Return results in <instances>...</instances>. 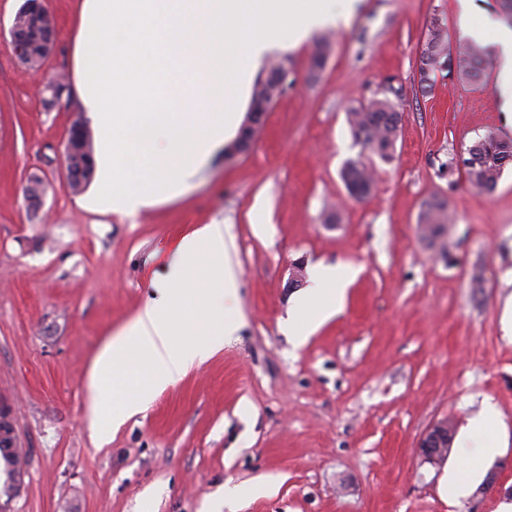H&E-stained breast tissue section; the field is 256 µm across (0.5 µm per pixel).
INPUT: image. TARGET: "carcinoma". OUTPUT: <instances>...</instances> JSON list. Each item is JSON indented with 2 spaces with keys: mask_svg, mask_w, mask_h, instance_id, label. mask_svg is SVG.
Here are the masks:
<instances>
[{
  "mask_svg": "<svg viewBox=\"0 0 512 512\" xmlns=\"http://www.w3.org/2000/svg\"><path fill=\"white\" fill-rule=\"evenodd\" d=\"M48 24L50 19L45 15H31L22 19V27L28 29L31 37L29 59L34 64L41 62L40 45L33 40L35 30ZM330 50L329 39L323 37L315 42L310 72L316 73L323 68ZM489 57V48L475 41L464 40L458 43L456 49H451L443 23L435 19L421 52L420 89L423 92L432 90L437 73L443 71L448 78H455L462 84L481 85L485 81ZM274 92L271 81L257 83L250 98V110L269 111ZM347 119L364 151L384 162L392 157L402 120L398 101L387 96L372 97L351 108ZM75 125L83 128L78 138L72 141L78 161L82 162L92 158L93 140L90 132L84 129L82 119L75 120ZM466 153L463 167L467 182L479 191L490 193L496 189L505 169L512 166V139L488 132L474 141ZM342 180L351 197L364 198L375 188L373 166L360 159H351L343 167ZM453 221V213L443 199L425 202L419 215L423 238L432 245L443 241L448 233V225Z\"/></svg>",
  "mask_w": 512,
  "mask_h": 512,
  "instance_id": "cac0c4a2",
  "label": "carcinoma"
}]
</instances>
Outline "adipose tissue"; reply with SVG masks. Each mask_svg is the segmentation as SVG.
<instances>
[{"label": "adipose tissue", "instance_id": "1", "mask_svg": "<svg viewBox=\"0 0 512 512\" xmlns=\"http://www.w3.org/2000/svg\"><path fill=\"white\" fill-rule=\"evenodd\" d=\"M459 8L465 25L501 45V84L512 105V30L473 13L468 0H459ZM337 20L332 0H77L68 32L72 89L95 130L94 183L79 206L132 218L186 188L234 134L266 53L296 47ZM229 236V225L212 223L182 237L158 298L102 344L86 383L100 436L143 411L239 330L240 316L224 307L238 288ZM354 276L349 267H318L319 287L288 319L295 343L335 312ZM507 444L501 412L484 399L439 479L449 506L469 499Z\"/></svg>", "mask_w": 512, "mask_h": 512}]
</instances>
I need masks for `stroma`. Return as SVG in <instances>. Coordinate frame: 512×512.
<instances>
[{
    "label": "stroma",
    "instance_id": "1",
    "mask_svg": "<svg viewBox=\"0 0 512 512\" xmlns=\"http://www.w3.org/2000/svg\"><path fill=\"white\" fill-rule=\"evenodd\" d=\"M58 37L44 76L70 84L66 34L76 0H48ZM449 44L470 38L458 0H356L347 22L320 29L332 51L310 74L312 41L267 56L288 71L248 153H217L193 185L137 217L79 207L64 186L62 144L79 112L49 106L39 76L0 39V405L27 455L11 512H200L225 485L237 512H497L512 503V448L493 487L450 510L442 467L425 463L435 421L464 426L484 398L512 429V344L500 319L512 294V168L494 192L442 171L478 137L512 138L500 51L483 87L438 76L419 89L432 18ZM403 117L376 187L352 199L341 178L359 155L346 119L373 95ZM46 186L28 208L30 175ZM447 199L448 258L418 216ZM229 224L243 324L221 352L167 387L108 442L90 428L85 377L109 335L154 296L173 247L201 224ZM318 265L357 274L342 306L303 345L288 334Z\"/></svg>",
    "mask_w": 512,
    "mask_h": 512
}]
</instances>
